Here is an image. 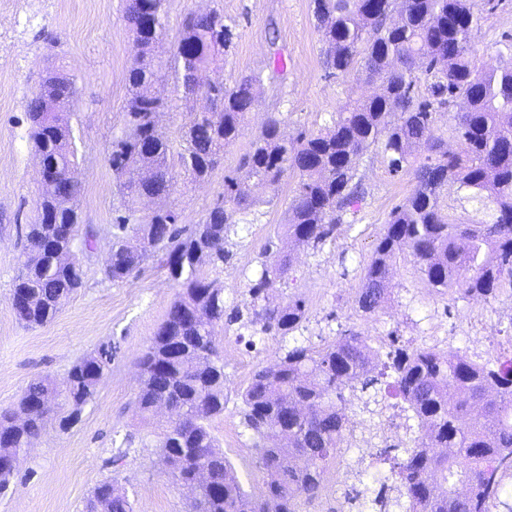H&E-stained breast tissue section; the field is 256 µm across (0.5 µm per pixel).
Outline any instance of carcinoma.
<instances>
[{"label": "carcinoma", "instance_id": "carcinoma-1", "mask_svg": "<svg viewBox=\"0 0 512 512\" xmlns=\"http://www.w3.org/2000/svg\"><path fill=\"white\" fill-rule=\"evenodd\" d=\"M492 0H312L322 43V65L331 78L351 74L381 82V92L348 100L316 132L285 137L284 120L271 115L251 140L236 169L224 175V194L203 220L186 229L164 204L136 221L144 199H168L176 185L171 142L159 126L165 103L156 86L170 74L184 98L210 95V109H191L180 130L178 165L196 182L207 180L224 149L245 132L248 114L274 75L253 71L228 86L224 70L237 24L216 9L186 20L177 43L164 54L167 0H126L124 18L135 55L126 72L123 127L112 136V250L105 277L119 284L162 254L180 288L139 360L136 414L146 421L159 406L172 419L159 443L165 473L188 499V512H299L325 488L327 465L349 442L344 391L394 393L417 426H407L400 456L383 461L389 471L358 473L362 493L345 494L358 512H512V354L481 362L459 348L398 347L377 361L368 337L351 332L314 350L299 342L272 367L255 370L240 392L242 425L265 480L259 493L243 489L209 421L228 402L224 358L216 338L224 326L291 336L307 318L300 297L270 299L288 279L291 253L266 248L248 298L226 310L224 286L209 277L229 257L232 237L248 225L259 201L252 187L278 196L284 175L298 182L286 211L284 234L298 247L318 248L364 199L358 167L374 146L395 173L423 151L434 160L414 170V185L389 213L356 303L371 316L390 296L397 258H414L420 279L439 294L494 299L512 280V54L495 67L474 63V38ZM78 79L52 66L26 104L28 141L55 177L25 227V258L13 281V310L28 327L50 322L84 285L78 257L77 146L71 114ZM454 131L459 153L448 152L440 116L458 102ZM465 190L494 204L491 222L450 220L448 189ZM112 352L100 348L72 365L66 385L48 375L0 410V491L18 478L17 456L49 426L68 431L102 383ZM83 512H134L127 490L106 477Z\"/></svg>", "mask_w": 512, "mask_h": 512}]
</instances>
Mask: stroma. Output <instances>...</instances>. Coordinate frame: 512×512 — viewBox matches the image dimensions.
<instances>
[{"label":"stroma","mask_w":512,"mask_h":512,"mask_svg":"<svg viewBox=\"0 0 512 512\" xmlns=\"http://www.w3.org/2000/svg\"><path fill=\"white\" fill-rule=\"evenodd\" d=\"M124 0H0V409L15 404L34 379L47 375L63 381L72 365L102 344L112 343V368L94 399L83 409L80 422L69 431L47 428L34 441L10 488L0 494V512H82L96 483L116 477L134 502V512H186V497L164 473L158 441L169 421L159 412L151 421L136 416L138 386L136 361L164 319L178 288L159 258L147 260L142 274L115 284L104 276L112 247V170L107 158L112 137L123 123L125 74L135 53L133 36L124 21ZM216 9L237 23L239 38L220 77L234 84L242 74L283 70V80L269 85L250 113L245 133L230 144L224 158L206 182L179 177L169 202L180 213V223H199L224 191V175L236 169L267 116L284 119V133L321 128L339 104L377 93L378 84L357 77L326 78L321 45L314 26L311 0H169L170 38H177L184 19L193 12ZM512 36V0H498L484 12L475 37L477 66L496 64L499 52ZM61 65L78 77V97L71 117L77 144L81 181V218L96 235L93 250L80 252L84 286L49 323L24 326L11 304L13 278L24 259V229L34 216L38 197V160L28 143L27 99L47 66ZM366 197L357 213L338 225L333 240L318 249L294 253L292 270L277 287L279 299L302 296L308 320L301 332L304 344L320 348L354 330L380 332L375 347L386 355L391 338L405 345L429 344L440 335V347H466L468 337L481 333L501 347L512 345V286H503L495 300L473 307L471 299L456 293L430 291L419 278L412 257L398 260L392 279L393 294L384 310L365 316L355 296L363 268L390 211L413 187L410 172H391L374 149L365 151L358 170ZM298 177L288 173L281 182L280 200L259 206L248 231L235 237L223 267L210 277L224 284L226 306L247 296L256 278L267 239L278 248L287 241L276 230ZM246 362L224 357V371L233 392L223 415L210 422L242 486L259 492L264 475L255 465L248 431L240 423L237 392L253 371L273 365L281 354V337H255ZM401 400L389 396L377 413L349 406L352 422L371 432L378 447L390 440L382 426L399 412ZM134 443L119 466L106 468L112 450L125 437ZM378 464L375 456H360L344 448L337 455L342 471L338 491L322 495L301 512H339L344 493L355 487L350 472L358 462Z\"/></svg>","instance_id":"stroma-1"}]
</instances>
